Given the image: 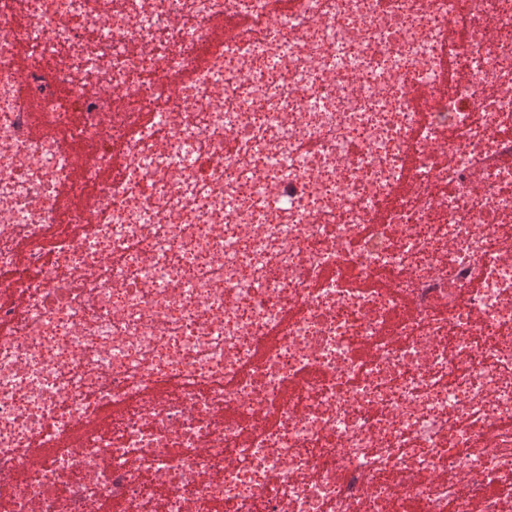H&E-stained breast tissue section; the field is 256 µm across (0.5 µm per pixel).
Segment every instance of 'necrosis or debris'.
I'll return each mask as SVG.
<instances>
[{
    "label": "necrosis or debris",
    "instance_id": "obj_1",
    "mask_svg": "<svg viewBox=\"0 0 512 512\" xmlns=\"http://www.w3.org/2000/svg\"><path fill=\"white\" fill-rule=\"evenodd\" d=\"M231 12L257 18L251 47L225 45L169 93L160 74ZM267 12L0 0V290L28 302L20 319L0 304L9 512H512V0ZM460 17L467 79L413 141L412 82L439 77ZM117 139L125 165L99 183ZM409 145L414 188L375 222ZM91 184L93 236L45 238L87 222L56 201ZM22 239L36 247L21 265ZM171 378L176 396L138 406ZM105 406L121 412L103 431L29 462L35 439Z\"/></svg>",
    "mask_w": 512,
    "mask_h": 512
}]
</instances>
